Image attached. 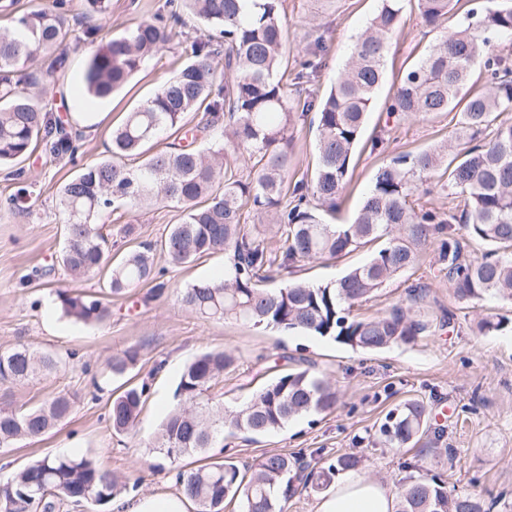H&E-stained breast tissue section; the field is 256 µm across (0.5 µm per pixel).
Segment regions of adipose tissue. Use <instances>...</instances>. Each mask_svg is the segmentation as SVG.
I'll return each instance as SVG.
<instances>
[{"label": "adipose tissue", "mask_w": 512, "mask_h": 512, "mask_svg": "<svg viewBox=\"0 0 512 512\" xmlns=\"http://www.w3.org/2000/svg\"><path fill=\"white\" fill-rule=\"evenodd\" d=\"M190 498L183 491L123 498L116 512H189ZM395 495L387 484L343 473L317 504L316 512H394Z\"/></svg>", "instance_id": "ef3b65f1"}]
</instances>
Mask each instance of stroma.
Returning a JSON list of instances; mask_svg holds the SVG:
<instances>
[{
	"instance_id": "obj_1",
	"label": "stroma",
	"mask_w": 512,
	"mask_h": 512,
	"mask_svg": "<svg viewBox=\"0 0 512 512\" xmlns=\"http://www.w3.org/2000/svg\"><path fill=\"white\" fill-rule=\"evenodd\" d=\"M108 3L107 13L100 15L91 10L88 0H67L65 69L50 72L57 55L53 49L39 53L29 66L48 77L45 104L68 113L79 136L76 163L54 162L37 150L23 163L24 179H15L9 168L0 167V349L24 344L55 351L66 360L57 372L11 386L6 394L14 405L24 407L40 405L59 392L75 400L70 419L49 435L0 450V479L34 457L68 452L94 457L121 481L136 486L138 494L175 491L172 473L156 470L158 457L149 442L173 404L185 364L201 352L224 349L235 361L212 394L226 408L243 404L268 377L304 369L325 377L339 392L332 410L296 418L281 431L254 439L225 434L226 452L238 465L269 453L296 455L310 463L350 453L361 459L360 476L391 485L409 474L439 473L452 494H505V505L494 510L505 512L506 505H512V328L487 332L478 324L491 315L512 313V306L495 300H457L440 270L436 245L425 246L415 266L353 307V316L367 319L400 306L430 324V332L414 344L377 353L356 352L318 336L209 320L185 310L176 289L222 274L227 258L221 253L167 268L165 278L172 292L161 298H148L144 286L110 297L112 318L107 325H85L62 314L55 290L93 293L101 288L102 278L92 275L74 281L57 268L65 245L55 207L57 191L79 165L108 156L113 128L184 62V37L199 34L195 19L185 17L183 24L173 27L167 48L125 88L106 99L83 97L80 78L95 44L89 42L88 30L97 29L96 42L124 35L162 11L165 0ZM377 7L378 0H285L282 26L289 69H297L305 52L324 51V62L312 81L303 85V93L319 94L330 88ZM437 37V31L421 25L417 0H403L401 23L389 38L384 82L355 150L346 188L335 211L323 215L326 223L348 224L355 219L379 168L391 157L443 142L462 149L455 138L457 112L429 116L387 112L402 71L419 61ZM293 156L292 181H310L316 150L315 130L309 122L295 127ZM447 182V176L435 173L416 191V205L443 218L460 212L463 202ZM181 217L176 203L160 202L142 208L121 206L101 213L97 221L111 235L113 254L119 255L139 244L160 241ZM128 224L135 226L134 236L124 234ZM379 247L375 241L340 259L298 262L286 271L272 269L271 284L335 281ZM50 264L55 267L50 275L23 283L32 269ZM134 344L140 345L141 358L132 374L149 379L150 398L136 430L117 437L107 422L108 396H92L90 382L107 375L112 355ZM411 398L428 405L427 434L412 450L385 447L377 436L380 421Z\"/></svg>"
}]
</instances>
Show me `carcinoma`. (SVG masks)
<instances>
[{
  "instance_id": "carcinoma-1",
  "label": "carcinoma",
  "mask_w": 512,
  "mask_h": 512,
  "mask_svg": "<svg viewBox=\"0 0 512 512\" xmlns=\"http://www.w3.org/2000/svg\"><path fill=\"white\" fill-rule=\"evenodd\" d=\"M402 0H379L369 26L358 37L348 61L330 89L304 100L292 97L285 79L283 0H167L169 18L186 12L199 20L205 35L190 43V59L165 79L112 131L111 156L99 159L59 188L57 207L66 230L60 265L70 277L103 275L100 295L61 290L63 315L83 324L111 318L102 297L151 285L153 297L167 291L159 264H189L224 252L230 261L224 275L196 280L180 289L182 306L207 319L234 320L257 328L293 331L332 339L353 350L379 352L410 345L427 325L400 307L386 316L356 319L355 303L413 267L420 250L447 225L464 226L469 237L488 247L479 260L462 257L454 233L441 238L438 262L448 270L460 301L512 303V122L497 121L512 111V68L491 50L492 39L512 34V0L472 10L466 22L443 29L453 0H417L422 25L441 30L425 58L402 72L390 112L461 114L459 136L473 142L457 161L448 160V144L395 156L382 166L350 224H327L343 191L377 91L385 77L389 36L399 25ZM65 0L50 9L15 14L12 26L0 28V166L14 168L36 145L54 160H73L75 138L43 105L47 87L24 65L48 48H64ZM159 15L139 22L127 35L95 50L83 73V92L107 98L171 40ZM483 64L481 86L471 83L472 66ZM224 64V83L218 66ZM315 113L317 164L310 183L288 187L293 167L296 121ZM492 135L483 137L487 130ZM204 142V147L172 143L130 169L122 159L144 154L164 132ZM252 162L245 177L240 162ZM446 166L448 185L463 198L461 214L441 219L410 202L418 184ZM163 201L181 205L180 222L171 225L160 245L143 244L112 261V245L96 217L117 204L134 207ZM252 212L282 229L280 269L297 261L337 258L385 235L386 245L362 265L323 284L288 282L266 288V271L274 264L258 229L245 230ZM132 345L109 361L119 377L140 360ZM231 353L207 351L183 370L176 405L163 419L153 450L177 469L176 482L197 505V512H224L227 499L240 501V512H286L298 487L313 491L331 486L339 471L359 467L345 454L326 466H303L297 457L268 454L241 468L224 456V432L265 436L285 429L293 419L335 407V389L319 376L301 370L269 379L245 404L233 409L214 400L211 390L232 365ZM53 353L16 345L0 351V384L32 381L55 371ZM149 398L146 382L130 384L110 401L112 434L136 428ZM67 394L39 406L0 402V448L40 438L69 417ZM429 410L409 400L389 411L380 423L382 441L402 448L420 440ZM197 457L195 466L184 463ZM395 512H491L477 495L448 494L442 475L408 476L396 485ZM126 490L118 476L96 460L69 453L45 454L0 481V512H58L64 504L104 506Z\"/></svg>"
}]
</instances>
